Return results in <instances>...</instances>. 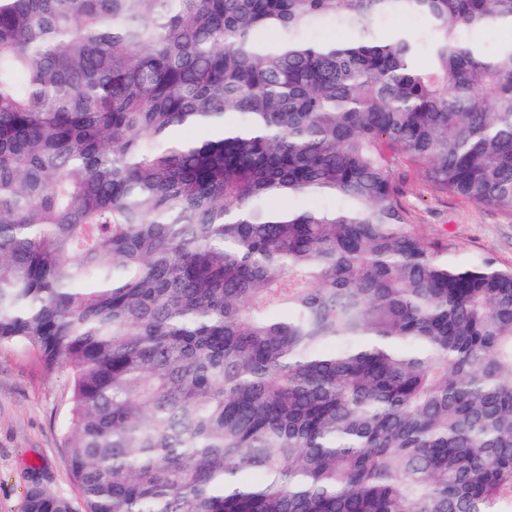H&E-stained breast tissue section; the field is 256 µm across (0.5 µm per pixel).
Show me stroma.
Listing matches in <instances>:
<instances>
[{"mask_svg":"<svg viewBox=\"0 0 512 512\" xmlns=\"http://www.w3.org/2000/svg\"><path fill=\"white\" fill-rule=\"evenodd\" d=\"M405 202L412 230L444 244L449 260L512 267V213L436 192L420 171ZM70 385L69 370L47 371L36 350L0 346V512H24L36 476L79 502L65 444Z\"/></svg>","mask_w":512,"mask_h":512,"instance_id":"obj_1","label":"stroma"}]
</instances>
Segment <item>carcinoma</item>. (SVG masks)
I'll list each match as a JSON object with an SVG mask.
<instances>
[{"mask_svg":"<svg viewBox=\"0 0 512 512\" xmlns=\"http://www.w3.org/2000/svg\"><path fill=\"white\" fill-rule=\"evenodd\" d=\"M505 25L0 0V346L70 370L82 512H512V269L402 202L421 170L512 212V42L470 38Z\"/></svg>","mask_w":512,"mask_h":512,"instance_id":"cac0c4a2","label":"carcinoma"}]
</instances>
